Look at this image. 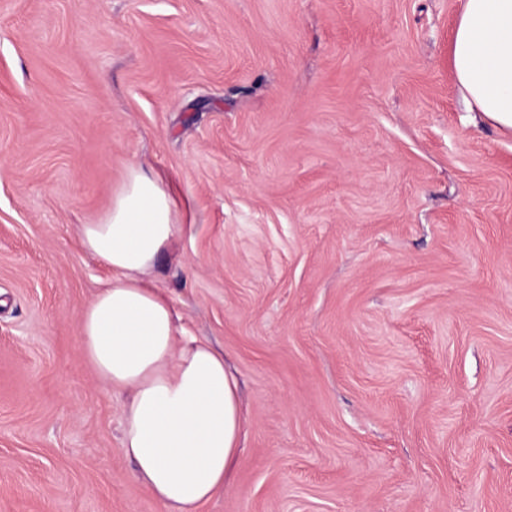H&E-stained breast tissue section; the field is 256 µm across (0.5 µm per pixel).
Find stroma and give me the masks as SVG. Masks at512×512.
<instances>
[{
	"label": "stroma",
	"mask_w": 512,
	"mask_h": 512,
	"mask_svg": "<svg viewBox=\"0 0 512 512\" xmlns=\"http://www.w3.org/2000/svg\"><path fill=\"white\" fill-rule=\"evenodd\" d=\"M461 0H0V512H161L79 338L130 165L155 285L239 380L199 512H512V132ZM451 47L465 109L512 131V0H464Z\"/></svg>",
	"instance_id": "stroma-1"
}]
</instances>
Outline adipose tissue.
<instances>
[{"label":"adipose tissue","mask_w":512,"mask_h":512,"mask_svg":"<svg viewBox=\"0 0 512 512\" xmlns=\"http://www.w3.org/2000/svg\"><path fill=\"white\" fill-rule=\"evenodd\" d=\"M451 66L467 111L512 131V0H463ZM181 230L163 178L130 166L111 207L83 225L84 250L110 271L80 321L83 354L124 396L120 444L164 512H198L224 488L240 447L238 382L223 354L184 336L152 285Z\"/></svg>","instance_id":"adipose-tissue-1"}]
</instances>
